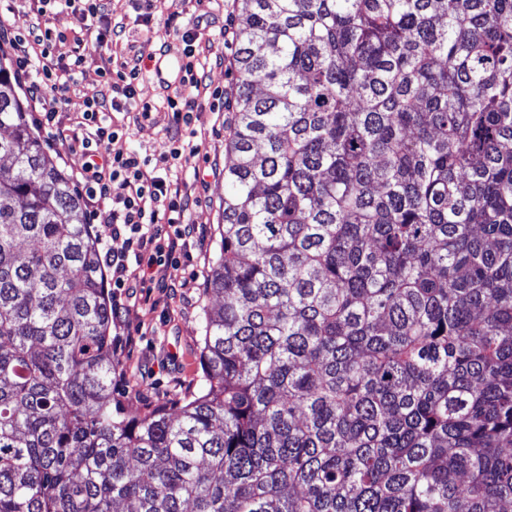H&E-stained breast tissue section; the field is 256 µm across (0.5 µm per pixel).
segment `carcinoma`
<instances>
[{"mask_svg": "<svg viewBox=\"0 0 512 512\" xmlns=\"http://www.w3.org/2000/svg\"><path fill=\"white\" fill-rule=\"evenodd\" d=\"M205 384L112 406L82 195L0 61V512H506L512 0H240Z\"/></svg>", "mask_w": 512, "mask_h": 512, "instance_id": "1", "label": "carcinoma"}]
</instances>
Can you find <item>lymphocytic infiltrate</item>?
<instances>
[{
    "mask_svg": "<svg viewBox=\"0 0 512 512\" xmlns=\"http://www.w3.org/2000/svg\"><path fill=\"white\" fill-rule=\"evenodd\" d=\"M82 2L76 19L80 32L73 37L68 62L51 54L53 31L48 27L35 26L17 34L0 20V42L13 48L20 76H27L33 67L42 72L41 80L31 82L28 88L29 106L35 123L68 140L78 157V183L90 216L100 226V262L110 275L112 313L118 318L136 289L146 287L143 269L178 266L204 241L202 230L187 219L188 200L180 180L172 176L173 168L186 169L194 186L205 184L208 176L196 162L201 145L190 128L194 93L201 84V63L194 52L186 53L179 88L166 99L171 124L180 130L167 155L155 161L136 151H112L110 144L118 131L109 123L108 111L134 110L146 120L152 108L135 100V86L144 76L141 65H128L112 49V31L104 23V0ZM91 56L101 59L103 74L112 78V100L88 102L80 119L63 123L60 103L75 74ZM116 185L121 188L117 194L112 191Z\"/></svg>",
    "mask_w": 512,
    "mask_h": 512,
    "instance_id": "lymphocytic-infiltrate-1",
    "label": "lymphocytic infiltrate"
}]
</instances>
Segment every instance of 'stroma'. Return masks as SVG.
Returning <instances> with one entry per match:
<instances>
[{"mask_svg":"<svg viewBox=\"0 0 512 512\" xmlns=\"http://www.w3.org/2000/svg\"><path fill=\"white\" fill-rule=\"evenodd\" d=\"M237 0H211L212 22L205 40L194 47L204 63V77L195 98L192 127L202 144L199 165L214 168L215 177L198 189L188 214L191 223L207 230L204 246L193 250L191 267L197 277L191 287L172 291H138L128 302L122 319L126 328L137 332L135 347L113 357V402L128 408L148 410L174 407L194 395L203 384L201 363L204 334V288L219 256V226L224 221V120L230 112L225 101L232 83L230 52L224 46L223 27H236ZM197 10L190 0L176 7L174 0H157L150 27L137 25L128 0H111V24H123L121 48L128 61H143L147 74L137 85V103L153 107L152 119L143 125L133 122L129 112L112 115L114 125L125 127L124 135L113 140V151H137L156 158L169 151L172 128L165 101L174 94L184 57L185 44L172 34L170 25L192 28ZM0 17L13 32L24 33L41 22L69 29L75 19L71 11L53 16L39 15L35 0H0ZM101 61L89 57L76 74L62 105L63 118L80 116L87 101L111 98L112 92L100 74Z\"/></svg>","mask_w":512,"mask_h":512,"instance_id":"35a3bbf8","label":"stroma"}]
</instances>
